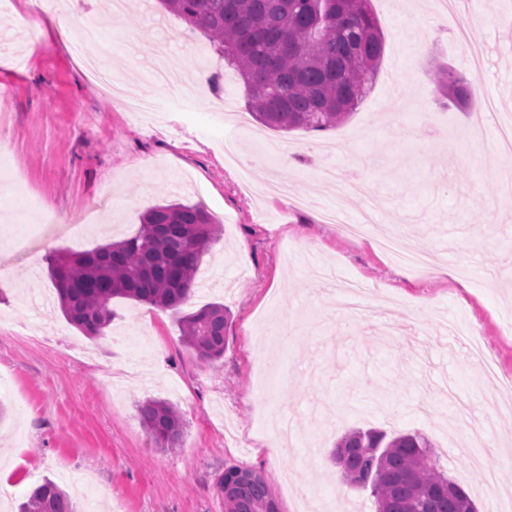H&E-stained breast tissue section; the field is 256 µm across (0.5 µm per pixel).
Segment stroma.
<instances>
[{
  "label": "stroma",
  "mask_w": 512,
  "mask_h": 512,
  "mask_svg": "<svg viewBox=\"0 0 512 512\" xmlns=\"http://www.w3.org/2000/svg\"><path fill=\"white\" fill-rule=\"evenodd\" d=\"M470 45L486 59L484 95L512 114V0H487ZM105 0H59L28 20L26 0L0 6V512L43 480L85 485L77 512H224L227 468L263 473L282 512H377L370 489L322 466L354 429L419 433L477 512L512 504V403L488 400L484 369L466 336L477 328L487 354L512 371V198L498 165L477 145L460 148L468 114L443 105L435 65L465 83L474 74L431 0H371L384 36L372 89L350 117L325 131L241 126L242 152L258 155L239 177L224 160L225 132L247 113L242 80L228 75L208 41L156 0H128L117 15ZM106 14L113 75L126 98L159 97L150 73L166 32L183 74L211 59L219 91L196 101L162 99L159 126L122 120L121 102L89 85L75 35L45 24L53 9ZM186 128L181 139L160 125ZM332 162L364 180L370 197L339 199L318 178ZM275 181L288 196L261 189ZM54 206L63 223L92 220L82 236L24 239L26 201ZM168 203L202 204L219 237L204 255L201 288L178 311L116 298L103 335L67 322L46 258L135 235L143 213ZM364 211L376 223L352 238L317 215ZM427 254L417 270L377 245L381 231ZM444 265L448 277L434 273ZM356 281L369 309L340 315L336 286ZM230 312L223 358L203 364L187 347L178 315L209 303ZM288 382V414L299 456L271 455V403L262 373ZM177 407L183 446L158 447L142 427L148 400ZM481 456L497 475L485 488L470 466Z\"/></svg>",
  "instance_id": "35a3bbf8"
}]
</instances>
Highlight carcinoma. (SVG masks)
Listing matches in <instances>:
<instances>
[{
    "mask_svg": "<svg viewBox=\"0 0 512 512\" xmlns=\"http://www.w3.org/2000/svg\"><path fill=\"white\" fill-rule=\"evenodd\" d=\"M242 79L249 109L281 132L324 131L342 123L367 94L384 38L369 0H158ZM436 86L461 107L476 104L473 88L450 69L436 68ZM213 216L199 204L156 205L129 238L49 258L65 318L99 336L112 320L114 298L176 309L191 293L203 255L216 239ZM227 311L210 304L180 319L182 336L206 362L224 355ZM140 419L162 448L183 446L179 412L150 400ZM336 465L355 487H371L378 512H476L467 491L449 479L427 439L379 431L344 436ZM224 512H281L264 475L243 468ZM20 512H76L70 495L46 480Z\"/></svg>",
    "mask_w": 512,
    "mask_h": 512,
    "instance_id": "obj_1",
    "label": "carcinoma"
}]
</instances>
